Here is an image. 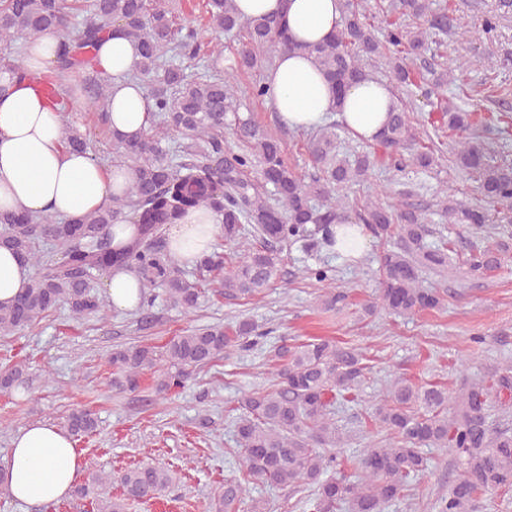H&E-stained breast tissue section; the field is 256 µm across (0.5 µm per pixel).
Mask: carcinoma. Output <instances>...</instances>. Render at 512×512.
<instances>
[{
	"mask_svg": "<svg viewBox=\"0 0 512 512\" xmlns=\"http://www.w3.org/2000/svg\"><path fill=\"white\" fill-rule=\"evenodd\" d=\"M209 26L217 33H246L237 65L244 70L261 67L271 57L291 48L280 23L272 17L242 19L234 0H207ZM90 15L78 38L64 40L58 61L61 76L87 71L101 36L118 27L138 47V79L150 84L153 115L161 117L152 132L138 137L112 133V161L135 171L128 195L78 219L61 220L51 213H0V247H6L38 268L24 292L9 306H0V335L34 325L57 308L73 314L99 315L106 300L92 285L95 274L114 266L132 267L140 278L141 296L160 288L166 300L191 311L202 295L199 282L218 285L226 298H250L276 280L283 248L300 243L310 252L336 246V226L345 222L344 190L367 179L380 164L405 171L400 149L414 140L410 112L397 104L389 112L379 140L380 153H339L336 126L321 128L307 144L312 171L297 175L285 159L283 144L255 120L240 113L233 74L186 79L178 59H197V30L177 27L165 0H86ZM66 0H0V73L43 86L55 100L57 112L69 111L70 95L62 84L25 70L18 56L25 41L46 29L61 30L68 19ZM343 28L325 42L306 47L321 72L341 90L366 77L363 57L386 59L392 81L409 96L422 95L429 106L428 120L439 131L456 138L454 164L474 177L481 204L466 206L448 201L445 210L455 224L479 228L494 223L501 207H512V161L497 156L481 139L495 127L506 147L512 141V115L487 109L465 111L444 96L448 85L456 96H470L464 83L467 62L456 58L448 65L435 63L441 37L453 32L464 38H489L498 15H483L471 28L454 23L456 8L448 0H346ZM425 18L427 28L411 30L404 18ZM80 92L92 106L107 108V85L86 74ZM228 127L249 151H224L217 132ZM172 131L190 139L178 162L162 145ZM422 171L439 166L438 150L422 145L410 154ZM258 168L260 181L248 177ZM207 207L223 217L224 241L244 249V257L226 265L224 253L213 249L196 261L197 280L179 272L166 242L168 226L188 210ZM138 225V236L121 250L112 248L108 228L126 219ZM360 223L377 239L392 236L398 246L382 259L376 302L365 308L398 316L442 308L444 294L419 283V271L448 269V244L425 242L426 214L413 203L365 204ZM507 260L505 249H476L467 253L472 275H483ZM348 293L330 288L322 299L326 310L347 305ZM256 327L239 322L198 328L172 337L163 346L137 344L112 351V388L134 391L145 372L164 360L174 371L158 380L165 392L182 385L193 372L222 358L235 348L251 345ZM277 366L271 387L248 395L240 405L237 444L245 470L224 479L214 494L209 512H239L252 485L300 487L313 485L309 512H382L383 506L404 496L413 478L428 466L427 448L450 451L460 472L437 503V512H478L485 494L512 490V428L491 420L490 404H512V368L495 369L469 384L448 405V388L431 383L419 386L398 378L374 408V420L388 438L367 448L350 479L341 472L338 449L344 437L332 418L336 400L354 402L368 369L366 356L347 342L317 338L296 346L282 343L275 350ZM24 363L0 370V392L9 393L23 375ZM65 429L78 442L97 430V419L85 409L67 415ZM174 476L156 465L126 469L118 481L119 497H112L111 479L98 471L78 483L72 496L90 502L93 512H124L127 501L157 499Z\"/></svg>",
	"mask_w": 512,
	"mask_h": 512,
	"instance_id": "obj_1",
	"label": "carcinoma"
}]
</instances>
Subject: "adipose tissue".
Returning a JSON list of instances; mask_svg holds the SVG:
<instances>
[{
    "label": "adipose tissue",
    "instance_id": "1",
    "mask_svg": "<svg viewBox=\"0 0 512 512\" xmlns=\"http://www.w3.org/2000/svg\"><path fill=\"white\" fill-rule=\"evenodd\" d=\"M344 0H235L242 19L270 16L280 21L291 50L278 54L265 74L268 98L289 129L310 130L336 117L360 141H377L396 104L391 87L369 76L344 92L329 85L309 45L333 38L341 29ZM95 60L110 101L111 129L141 136L151 126L152 102L145 87L128 75L138 60L135 42L112 30L98 42ZM62 116L30 82L12 83L0 97V211L52 212L79 218L125 195L134 173L126 166L103 167L91 154L65 150ZM216 212L189 210L168 231V246L177 259L195 261L209 252ZM30 270L11 251L0 248V305H9L26 288ZM112 307L131 311L140 304L135 273L112 270L106 282ZM81 470V456L57 427L34 423L20 429L11 452L0 465V485L27 505H49L67 496Z\"/></svg>",
    "mask_w": 512,
    "mask_h": 512
}]
</instances>
